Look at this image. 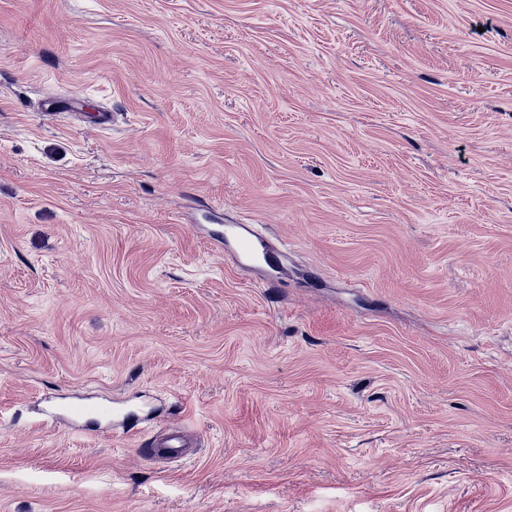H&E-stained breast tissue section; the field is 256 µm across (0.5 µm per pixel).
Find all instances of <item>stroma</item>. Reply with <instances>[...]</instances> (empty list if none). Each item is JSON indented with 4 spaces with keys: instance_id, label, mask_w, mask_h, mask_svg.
I'll return each instance as SVG.
<instances>
[{
    "instance_id": "1",
    "label": "stroma",
    "mask_w": 512,
    "mask_h": 512,
    "mask_svg": "<svg viewBox=\"0 0 512 512\" xmlns=\"http://www.w3.org/2000/svg\"><path fill=\"white\" fill-rule=\"evenodd\" d=\"M0 512H512V0H0ZM235 235L236 247L240 256L246 259L263 258L267 263L273 258L266 239L253 225L240 224ZM63 415L73 421L95 420L111 423L119 416V411L112 404L76 396L66 405ZM146 452L152 457L170 461L182 458L188 452V443L179 433H167L156 442L151 443Z\"/></svg>"
}]
</instances>
